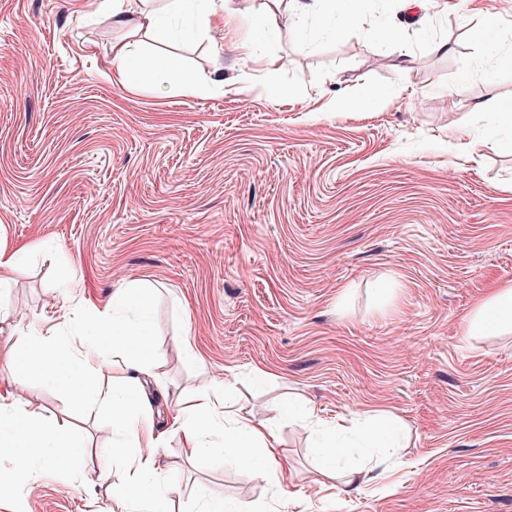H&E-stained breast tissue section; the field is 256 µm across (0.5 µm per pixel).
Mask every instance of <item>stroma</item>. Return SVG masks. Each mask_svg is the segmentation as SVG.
I'll return each instance as SVG.
<instances>
[{"label": "stroma", "mask_w": 512, "mask_h": 512, "mask_svg": "<svg viewBox=\"0 0 512 512\" xmlns=\"http://www.w3.org/2000/svg\"><path fill=\"white\" fill-rule=\"evenodd\" d=\"M99 3L0 0V247L29 251L0 288V338L49 329L64 297L89 314L146 287L158 416L232 380L277 430L291 490L173 437L145 490L162 512L218 497L243 512H512V335L464 327L512 285V133L493 122L512 105V0L479 14L360 0L338 36L333 0H315L256 39L276 91L230 26L223 86L194 95L152 72L111 80L120 32ZM142 45L209 81L208 38ZM0 377L81 443L73 461H0V512H137L98 483L120 443L107 412L36 367L0 362ZM294 400L314 421L284 414ZM368 412L396 419L404 448L357 490L324 485L320 442Z\"/></svg>", "instance_id": "1"}]
</instances>
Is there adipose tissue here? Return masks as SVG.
<instances>
[{
    "instance_id": "1",
    "label": "adipose tissue",
    "mask_w": 512,
    "mask_h": 512,
    "mask_svg": "<svg viewBox=\"0 0 512 512\" xmlns=\"http://www.w3.org/2000/svg\"><path fill=\"white\" fill-rule=\"evenodd\" d=\"M104 14L120 27L124 35L112 43V60L117 65L120 83L136 79L143 68L182 82L185 92L195 87L183 83L175 56L146 59L137 51L142 35L164 33L173 13L195 14L202 34L223 29L236 12L233 0H168L164 9L149 6L146 0H102ZM473 336H497L512 333V286L494 288L480 301L466 320ZM151 328L149 300L135 286L119 288L102 312L84 322L81 333L88 339L77 353L62 356L57 329L30 336L24 353H16L11 343L0 342V361L25 358L43 368L48 380L59 386L77 403L112 413V428L125 445L114 457L113 491L136 499L139 488L161 468L157 450L168 436L180 437L192 456L209 453L207 441L217 434L225 458L251 468L270 471L279 466L280 440L266 422L241 412L226 399L206 401L202 411L183 407L173 413L165 426H158L149 390L157 381L155 361L146 343ZM108 342L115 353L129 359L126 373L101 382L106 362L94 348ZM75 436L63 426L47 424L29 404L17 395L13 384L0 382V459L16 460L29 467L42 459L43 449L68 450L78 447Z\"/></svg>"
}]
</instances>
